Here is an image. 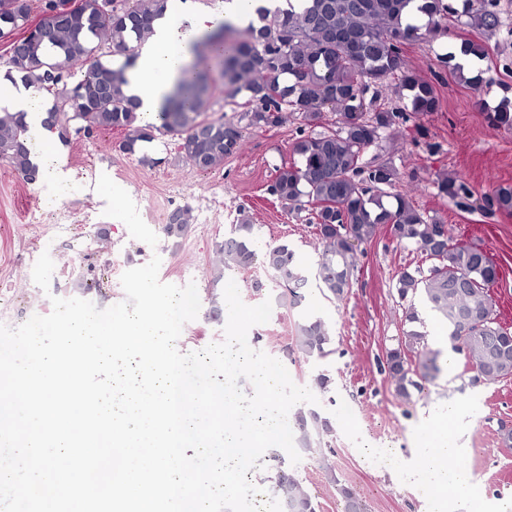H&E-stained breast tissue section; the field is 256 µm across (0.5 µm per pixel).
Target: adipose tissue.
Instances as JSON below:
<instances>
[{
  "label": "adipose tissue",
  "instance_id": "ef3b65f1",
  "mask_svg": "<svg viewBox=\"0 0 512 512\" xmlns=\"http://www.w3.org/2000/svg\"><path fill=\"white\" fill-rule=\"evenodd\" d=\"M254 7V0H217L213 8L203 11L195 0H172L163 16L155 20L154 33L134 64L126 70L128 83L125 90L139 99L141 118L150 121L160 112L164 98L189 67L193 59L191 48L200 36L224 23L237 27L248 25L255 17ZM2 107L25 113L30 133L40 136L38 146L31 151L33 163L56 184L67 185L72 176L59 166L55 141L44 133L45 106L39 90L0 81ZM458 420V409L449 407L447 414L435 422L420 444L422 462L441 474L439 481L430 485L429 491L443 505L452 503L454 496L467 485L462 475L445 470L448 457L456 452L452 432Z\"/></svg>",
  "mask_w": 512,
  "mask_h": 512
}]
</instances>
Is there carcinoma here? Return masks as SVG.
Listing matches in <instances>:
<instances>
[{"label":"carcinoma","mask_w":512,"mask_h":512,"mask_svg":"<svg viewBox=\"0 0 512 512\" xmlns=\"http://www.w3.org/2000/svg\"><path fill=\"white\" fill-rule=\"evenodd\" d=\"M274 9L259 6L256 21L242 29L226 25L209 34L201 45L224 53L218 77L195 66L181 81L157 115L159 126L141 124L140 101L127 95L125 68L115 69L95 55L103 44L127 56L132 63L153 32V22L168 0H41L40 19L32 20V0H0V31L13 35L9 42L7 77L18 75L25 85L56 93L43 126L56 130L68 115L89 129L121 130L119 149L133 154L139 143L163 130L176 139L177 154L194 168L212 170L224 158L240 151L239 127L203 118L206 101L225 89L231 96L246 91L240 104L247 126L272 128L291 114L301 119L292 143L293 161L276 168L269 194L285 210L309 211L322 243L314 278L339 299L350 287L356 265L355 244L370 240L381 225L391 226L399 242H411L429 261L425 268L404 270L397 280L401 299L422 295L448 322L452 349L471 363L474 382L512 378V332L498 322L489 288L498 268L483 250L444 240L440 222L417 209L403 196L384 203L396 170L384 162H366L368 149L380 146L400 122L435 112L436 86L420 78L406 64L405 43L420 32L436 31L448 15L459 10L448 0H284ZM421 21L411 23V8ZM496 0H464L461 15L485 34L500 26ZM465 83L476 87L479 75L464 76L455 55L440 58ZM408 91L401 111L372 108L389 80ZM372 98H366L368 92ZM334 115L324 124V113ZM489 124L512 128V102L505 98L487 113ZM29 127L23 112H0V160L28 182L37 179L27 145ZM439 195L460 207L468 206L473 192L458 176H437ZM490 214H512V185H499L482 197ZM191 211H174L164 232L179 238L189 228ZM255 225L247 218L234 225L230 236L216 246L214 268L247 270L256 262L272 274L281 299L297 307L307 278L296 265L288 246L270 245L262 254L252 248ZM295 351L311 358L326 353L329 328L320 319L306 318L296 325ZM385 369L398 396L408 399L441 372L439 356L429 351L425 334L415 328L404 333L397 347L386 352ZM333 430L332 421L312 408L294 416L299 449L313 454L312 439ZM343 512H365L362 500L340 487ZM276 496L286 512H316V503L302 482L280 472Z\"/></svg>","instance_id":"1"}]
</instances>
